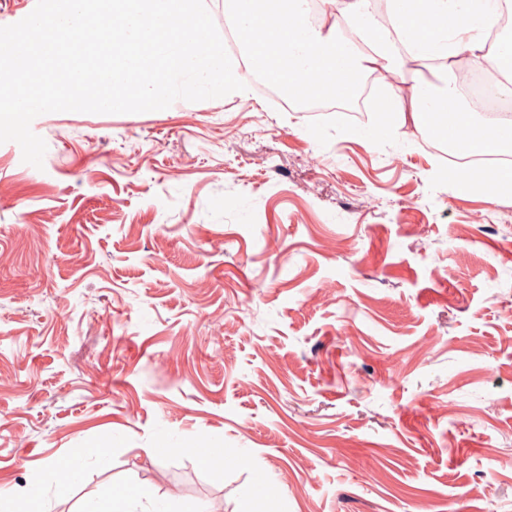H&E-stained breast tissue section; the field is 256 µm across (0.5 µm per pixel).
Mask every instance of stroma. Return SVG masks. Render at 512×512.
Instances as JSON below:
<instances>
[{
  "label": "stroma",
  "instance_id": "1",
  "mask_svg": "<svg viewBox=\"0 0 512 512\" xmlns=\"http://www.w3.org/2000/svg\"><path fill=\"white\" fill-rule=\"evenodd\" d=\"M364 107L46 113L39 169L0 143L1 492L512 512V194ZM487 167L467 168L463 175L454 173L460 188L468 193H475L494 199L499 194L496 184L490 182L486 177Z\"/></svg>",
  "mask_w": 512,
  "mask_h": 512
}]
</instances>
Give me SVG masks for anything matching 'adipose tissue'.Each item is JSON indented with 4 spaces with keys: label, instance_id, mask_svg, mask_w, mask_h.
<instances>
[{
    "label": "adipose tissue",
    "instance_id": "obj_1",
    "mask_svg": "<svg viewBox=\"0 0 512 512\" xmlns=\"http://www.w3.org/2000/svg\"><path fill=\"white\" fill-rule=\"evenodd\" d=\"M331 23L309 20L308 0H224V18L246 33L239 53L245 64L263 59L280 73L289 91L301 88L310 75L332 84L335 74L359 71L383 74L402 71L407 63L437 60L439 83L417 80L408 96L386 90L376 108L396 127L427 126L442 114L476 130L462 156L512 154V120L492 123L458 92L452 65L467 56L484 70L512 75V28L498 31L512 0H385L386 22H379L371 0H328ZM352 25L370 45L367 54L339 37L342 24ZM87 512H167L163 502L141 485L99 486Z\"/></svg>",
    "mask_w": 512,
    "mask_h": 512
}]
</instances>
